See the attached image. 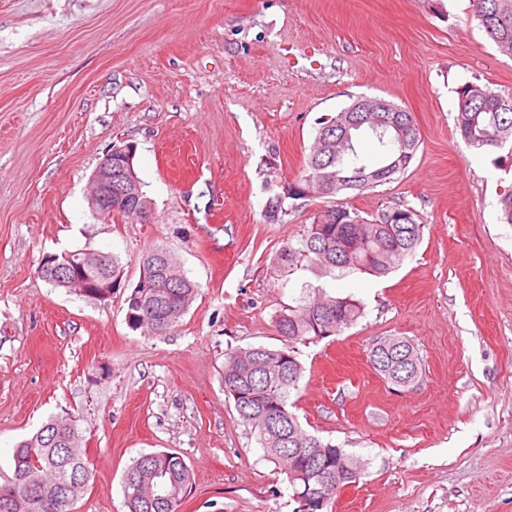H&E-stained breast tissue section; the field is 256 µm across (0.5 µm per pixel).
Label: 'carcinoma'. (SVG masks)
I'll list each match as a JSON object with an SVG mask.
<instances>
[{
    "label": "carcinoma",
    "mask_w": 512,
    "mask_h": 512,
    "mask_svg": "<svg viewBox=\"0 0 512 512\" xmlns=\"http://www.w3.org/2000/svg\"><path fill=\"white\" fill-rule=\"evenodd\" d=\"M474 17L498 51L512 55V0H472ZM455 128L463 141L475 149H498L512 144V96L466 82L456 89ZM355 117L340 111L320 122L310 148L299 187L288 185L281 195L268 202V217L276 221L285 213L287 199L306 197L309 189L315 197H334L342 192H363L391 182L405 171L419 147V130L410 112H389L392 124L373 130L367 125L350 128L351 143L336 149V138ZM375 139L379 160L365 163L360 159V138ZM417 212L405 205L387 208L377 218L368 220L357 211L331 206L318 212L306 235L295 245L284 246L277 257L281 267L293 268L303 261L329 270H351L373 276H385L413 256L423 231L419 230ZM103 270L112 271V289L131 288L128 311L151 320V336H163L176 326L197 294V286L181 271L173 255L153 247L139 257L141 270L154 269L142 285L132 287L124 279V265L115 255L96 260ZM363 315L362 306L349 296H336L319 289L309 300L282 309L276 317L281 347L238 348L227 353L224 362V388L233 399L240 418L257 433V440L269 461L286 474L293 492L322 481L321 464L293 457L294 448H321L327 467L339 469L351 477L349 468L355 459L344 449L324 442L301 427L289 410V400L303 375L298 360L299 344H309L332 336L354 325ZM369 359L373 368L391 382L408 369L420 373L421 363L414 347L402 339L400 351L387 355L381 342L372 345ZM77 420L51 418L30 438L16 446L14 472L9 483L0 486V512H8L10 502L41 501V507L29 512H73L74 505L59 506L54 499L56 486L47 478L60 480L62 474L76 468L89 473L86 456L68 455L71 441L78 439ZM149 465L142 469L137 457L122 476L124 503L128 512H179L190 492V468L184 458L172 452L149 453ZM158 470L166 475L171 489L163 502L154 501L146 487L130 485L127 474L148 477Z\"/></svg>",
    "instance_id": "cac0c4a2"
}]
</instances>
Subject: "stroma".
<instances>
[{
    "mask_svg": "<svg viewBox=\"0 0 512 512\" xmlns=\"http://www.w3.org/2000/svg\"><path fill=\"white\" fill-rule=\"evenodd\" d=\"M466 82L512 95V57L471 0H0V485L19 441L74 417L91 478L75 512H126L140 454L184 457L179 512H295L292 489L224 390L229 350L280 346L275 317L307 288L364 314L300 346L303 429L361 458L324 512H512V225L498 196L512 155L456 132ZM412 113L404 174L336 199L271 197L297 183L321 118L358 96ZM116 144L153 206L107 222L91 177ZM340 202L396 204L425 226L385 277L276 256ZM173 253L197 295L163 336L133 329L126 291L104 303L37 274L45 253ZM411 341L422 377L395 392L368 354Z\"/></svg>",
    "mask_w": 512,
    "mask_h": 512,
    "instance_id": "35a3bbf8",
    "label": "stroma"
}]
</instances>
